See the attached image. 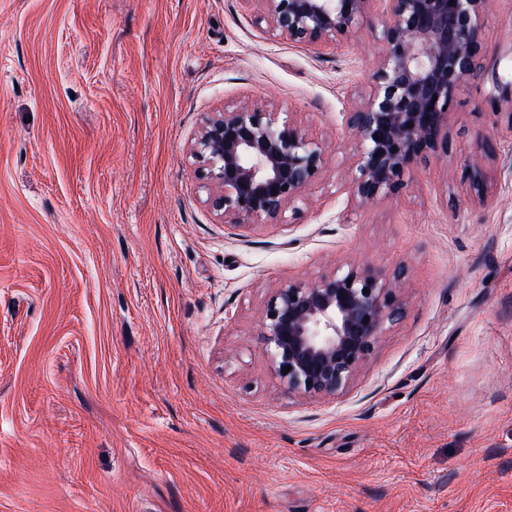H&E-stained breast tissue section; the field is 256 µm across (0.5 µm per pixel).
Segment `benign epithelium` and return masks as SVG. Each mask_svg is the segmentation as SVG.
I'll return each instance as SVG.
<instances>
[{
  "label": "benign epithelium",
  "mask_w": 512,
  "mask_h": 512,
  "mask_svg": "<svg viewBox=\"0 0 512 512\" xmlns=\"http://www.w3.org/2000/svg\"><path fill=\"white\" fill-rule=\"evenodd\" d=\"M257 2L272 36L315 50L354 37L378 0ZM384 2V51L368 98L344 113L355 150L339 184L363 203L406 193L411 171L448 160L446 106L459 83L482 70L488 0ZM490 105L512 109V81H494ZM190 155L208 189L209 209L238 231L288 225L287 212L299 213L329 164L325 143L274 103L213 113L192 139ZM469 170V188L480 198L485 173L478 164ZM406 274L403 265L388 274L346 264L315 281L290 280L272 289L258 336L281 393H343L385 326L402 316ZM286 366L291 370L284 374Z\"/></svg>",
  "instance_id": "7a95c632"
}]
</instances>
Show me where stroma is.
Returning <instances> with one entry per match:
<instances>
[{
	"label": "stroma",
	"mask_w": 512,
	"mask_h": 512,
	"mask_svg": "<svg viewBox=\"0 0 512 512\" xmlns=\"http://www.w3.org/2000/svg\"><path fill=\"white\" fill-rule=\"evenodd\" d=\"M381 29L316 53L256 0H0V512H512V111L488 106L512 0L447 162L361 206L343 114ZM246 102L295 112L329 168L288 226L240 234L189 145ZM401 262L403 316L348 390L282 395L271 289Z\"/></svg>",
	"instance_id": "obj_1"
}]
</instances>
